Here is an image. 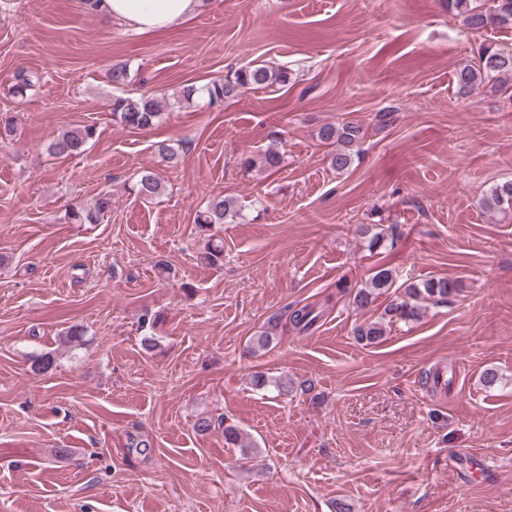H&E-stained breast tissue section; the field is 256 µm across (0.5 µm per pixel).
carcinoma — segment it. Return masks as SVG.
<instances>
[{"label": "carcinoma", "instance_id": "carcinoma-1", "mask_svg": "<svg viewBox=\"0 0 512 512\" xmlns=\"http://www.w3.org/2000/svg\"><path fill=\"white\" fill-rule=\"evenodd\" d=\"M448 9L462 16L463 23L470 30L480 31L489 27L512 28V0H493L490 8H485L480 0H448ZM494 82L499 91L512 89V48L501 47L495 43H483L479 47L477 61L466 64L456 72L457 93L461 96L470 94L476 87L485 82ZM288 83V71L265 65H254L235 72L233 78L215 82L206 88L209 102L213 105L222 104L239 97L250 89H265ZM34 85V76L21 69L14 75L11 85L13 95L24 98L27 91ZM164 105L157 98L147 95H120L112 101V114L119 122L130 129H147L163 118ZM91 126L72 127L62 132L50 144V151L57 156H76L85 151L87 142L93 137ZM362 128L353 123L341 125L327 124L320 129V138L334 146L329 155L330 166L338 173L349 170L354 158L358 156L357 147L364 138ZM137 196L151 201L163 191L161 178L154 169L145 167L138 173L135 183ZM482 208L490 213H507L512 211V182H504L493 187L481 201ZM111 207V199L104 195L90 209L73 208L69 219L78 224H95ZM239 209L235 201L227 197H215L196 217V223L202 228L213 224H226L238 217ZM356 233L367 242V249L374 251L383 245L385 235L382 232L370 233L364 225L356 229ZM395 286V277L391 269L378 267L365 285L354 288L350 292L352 306L355 310L366 313L371 310L376 298L382 292ZM462 291L461 283L448 277H431L420 282H412L404 288L402 300H392L386 307L384 315L372 320L363 321L354 328L357 340L367 345L377 343L386 333L385 321H415L420 318L428 305L442 304L450 301ZM319 318L316 308L310 304L302 307L294 306L289 310V325L300 333L309 331ZM279 319L268 322L266 330L249 339V348L258 351L268 348L276 336ZM255 385H272L278 392L299 389L304 393L311 391V386L300 384L283 376L268 381L261 375L254 377ZM224 442L231 448L248 450L250 443L240 429L233 425L224 426Z\"/></svg>", "mask_w": 512, "mask_h": 512}]
</instances>
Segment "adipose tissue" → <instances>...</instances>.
<instances>
[{"label":"adipose tissue","instance_id":"1","mask_svg":"<svg viewBox=\"0 0 512 512\" xmlns=\"http://www.w3.org/2000/svg\"><path fill=\"white\" fill-rule=\"evenodd\" d=\"M203 0H97L105 25L120 24L139 33L179 26L196 15Z\"/></svg>","mask_w":512,"mask_h":512}]
</instances>
